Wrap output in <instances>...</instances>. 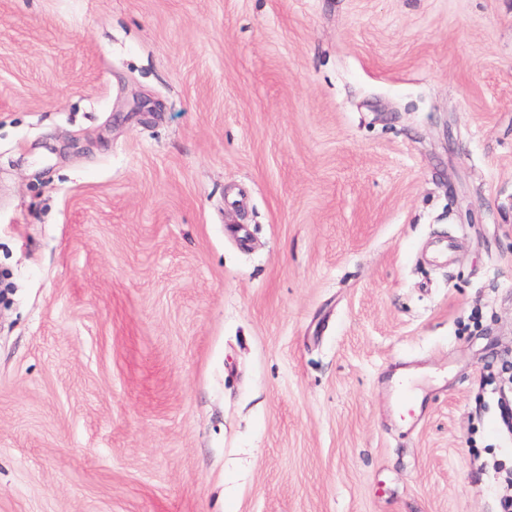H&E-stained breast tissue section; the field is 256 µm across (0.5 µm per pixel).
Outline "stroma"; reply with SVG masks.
I'll use <instances>...</instances> for the list:
<instances>
[{
    "label": "stroma",
    "mask_w": 512,
    "mask_h": 512,
    "mask_svg": "<svg viewBox=\"0 0 512 512\" xmlns=\"http://www.w3.org/2000/svg\"><path fill=\"white\" fill-rule=\"evenodd\" d=\"M511 376L512 0H0V512H502Z\"/></svg>",
    "instance_id": "1"
}]
</instances>
